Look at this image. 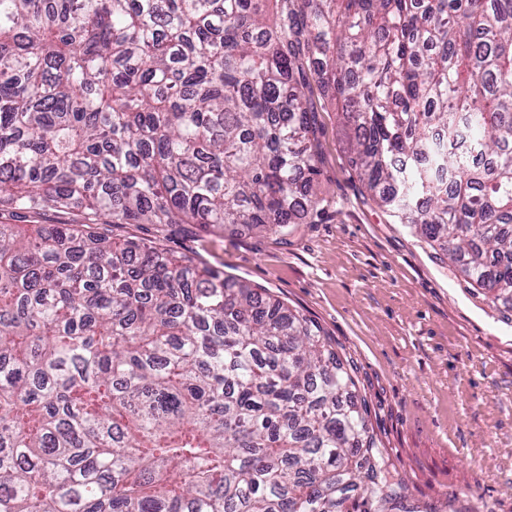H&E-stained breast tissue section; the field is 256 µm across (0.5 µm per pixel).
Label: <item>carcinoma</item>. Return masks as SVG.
Masks as SVG:
<instances>
[{"mask_svg": "<svg viewBox=\"0 0 512 512\" xmlns=\"http://www.w3.org/2000/svg\"><path fill=\"white\" fill-rule=\"evenodd\" d=\"M0 0V512L399 497L321 328L161 244L314 209L305 37L372 197L512 301V0ZM83 216L77 212L67 213L47 211L40 215L16 216L9 212H0V224H81Z\"/></svg>", "mask_w": 512, "mask_h": 512, "instance_id": "cac0c4a2", "label": "carcinoma"}]
</instances>
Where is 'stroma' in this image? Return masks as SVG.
<instances>
[{"label": "stroma", "instance_id": "stroma-1", "mask_svg": "<svg viewBox=\"0 0 512 512\" xmlns=\"http://www.w3.org/2000/svg\"><path fill=\"white\" fill-rule=\"evenodd\" d=\"M318 123L316 211L288 235L198 228L165 241L318 323L419 512H512V304L380 207L351 165L346 121L312 61L299 76Z\"/></svg>", "mask_w": 512, "mask_h": 512}]
</instances>
